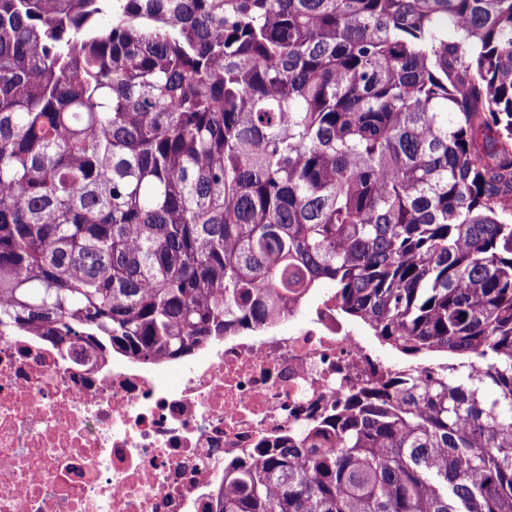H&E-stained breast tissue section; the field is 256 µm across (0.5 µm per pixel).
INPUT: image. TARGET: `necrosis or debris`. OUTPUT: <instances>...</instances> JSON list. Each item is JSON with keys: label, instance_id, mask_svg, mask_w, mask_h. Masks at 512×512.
<instances>
[{"label": "necrosis or debris", "instance_id": "obj_1", "mask_svg": "<svg viewBox=\"0 0 512 512\" xmlns=\"http://www.w3.org/2000/svg\"><path fill=\"white\" fill-rule=\"evenodd\" d=\"M188 360L0 336V512H203L224 468L400 376L323 297Z\"/></svg>", "mask_w": 512, "mask_h": 512}]
</instances>
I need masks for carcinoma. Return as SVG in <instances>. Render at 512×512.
Masks as SVG:
<instances>
[{
	"mask_svg": "<svg viewBox=\"0 0 512 512\" xmlns=\"http://www.w3.org/2000/svg\"><path fill=\"white\" fill-rule=\"evenodd\" d=\"M323 282L448 371L207 512H512V0H0V334L181 358Z\"/></svg>",
	"mask_w": 512,
	"mask_h": 512,
	"instance_id": "1",
	"label": "carcinoma"
}]
</instances>
